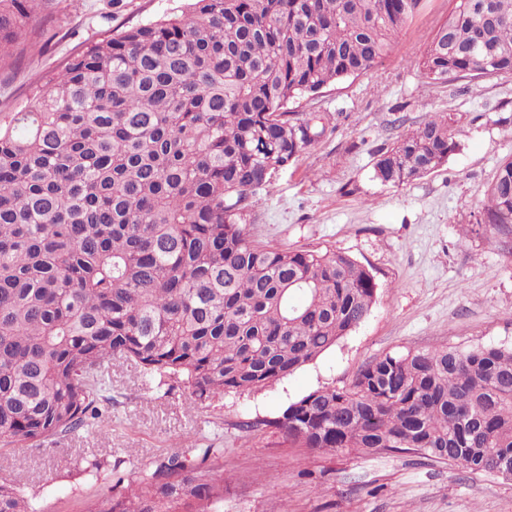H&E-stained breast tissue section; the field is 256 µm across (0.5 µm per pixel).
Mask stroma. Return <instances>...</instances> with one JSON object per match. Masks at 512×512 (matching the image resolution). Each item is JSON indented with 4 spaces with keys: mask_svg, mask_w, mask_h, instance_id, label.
<instances>
[{
    "mask_svg": "<svg viewBox=\"0 0 512 512\" xmlns=\"http://www.w3.org/2000/svg\"><path fill=\"white\" fill-rule=\"evenodd\" d=\"M451 0H422L375 73L301 98L289 111L336 127L258 193L253 240L349 254L378 285L368 318L316 361L251 393H228L188 415L182 387L156 389L139 370L112 369L108 422L15 449L13 470L37 512H85L113 471L145 469L162 454L206 461L224 474L221 512H512V482L413 454L336 455L282 446L240 422L279 416L292 402L341 388L395 350L512 345V249L481 221L486 192L512 157V76L426 80L419 50ZM186 0H33L19 52L0 62V112H16L73 54L125 28L182 13ZM431 112L460 140L447 164L399 186L374 177L377 150ZM206 434L216 453L203 457ZM101 463L98 475L84 462Z\"/></svg>",
    "mask_w": 512,
    "mask_h": 512,
    "instance_id": "stroma-1",
    "label": "stroma"
}]
</instances>
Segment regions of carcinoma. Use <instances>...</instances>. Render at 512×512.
I'll return each mask as SVG.
<instances>
[{
  "mask_svg": "<svg viewBox=\"0 0 512 512\" xmlns=\"http://www.w3.org/2000/svg\"><path fill=\"white\" fill-rule=\"evenodd\" d=\"M422 0H190L181 16L69 58L19 112L0 114V512H36L5 448L102 421L112 366L184 386L199 410L258 392L369 316L371 272L331 250L261 245L259 190L333 132L288 104L375 72ZM421 51L424 78L512 75V0H453ZM29 19L0 0V57ZM459 148L434 114L378 151L385 185ZM482 223L512 240V158ZM282 444L421 455L512 481V345L386 354L342 388L272 420ZM87 512H218L224 475L157 458Z\"/></svg>",
  "mask_w": 512,
  "mask_h": 512,
  "instance_id": "1",
  "label": "carcinoma"
}]
</instances>
